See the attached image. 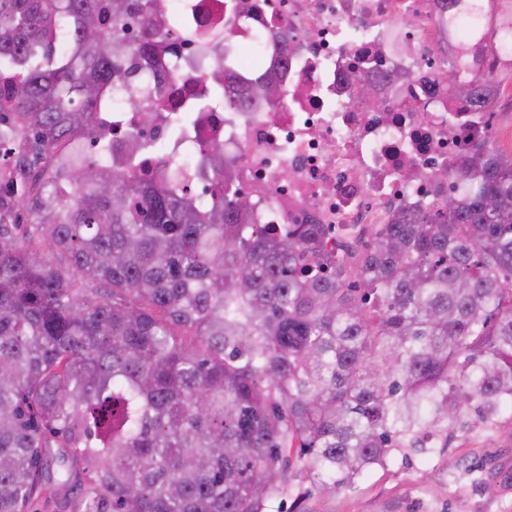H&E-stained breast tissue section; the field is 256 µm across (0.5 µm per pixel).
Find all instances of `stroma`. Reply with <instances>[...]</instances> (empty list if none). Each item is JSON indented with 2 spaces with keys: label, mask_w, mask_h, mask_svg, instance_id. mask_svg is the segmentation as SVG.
I'll use <instances>...</instances> for the list:
<instances>
[{
  "label": "stroma",
  "mask_w": 512,
  "mask_h": 512,
  "mask_svg": "<svg viewBox=\"0 0 512 512\" xmlns=\"http://www.w3.org/2000/svg\"><path fill=\"white\" fill-rule=\"evenodd\" d=\"M500 99L491 144L512 154V69L499 72ZM269 512H512V406L493 428L452 430L447 447L431 455L400 454L364 472L354 488L320 493L316 480L294 466L285 494Z\"/></svg>",
  "instance_id": "1"
}]
</instances>
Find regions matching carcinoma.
Segmentation results:
<instances>
[{"instance_id":"1","label":"carcinoma","mask_w":512,"mask_h":512,"mask_svg":"<svg viewBox=\"0 0 512 512\" xmlns=\"http://www.w3.org/2000/svg\"><path fill=\"white\" fill-rule=\"evenodd\" d=\"M150 11L0 0V75L19 73L22 121L0 138L65 147L69 185L29 180L20 156L15 200L0 196V512H31L49 488L69 512H266L293 459L334 493L397 453H433L467 409L492 425L512 404V159L474 149L448 196L372 225L363 253L336 240L334 259L322 224L247 223L257 202L220 140L207 201L187 196L175 157L145 173L137 134L122 167L84 161L79 137L111 147L94 107L107 83L134 108L159 89L126 65L164 43ZM62 29L76 43L64 62ZM440 74L478 102L498 87L491 71ZM210 80L232 112L283 95L227 65Z\"/></svg>"}]
</instances>
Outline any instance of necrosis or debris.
<instances>
[{
    "instance_id": "1",
    "label": "necrosis or debris",
    "mask_w": 512,
    "mask_h": 512,
    "mask_svg": "<svg viewBox=\"0 0 512 512\" xmlns=\"http://www.w3.org/2000/svg\"><path fill=\"white\" fill-rule=\"evenodd\" d=\"M249 2V15L231 21L224 0H153V22H173L174 35L146 72L163 87L143 100L154 113L150 167L173 152L198 170L203 144L222 140L238 187L259 200L249 223L322 224L348 239L447 194L437 171L486 140L492 116L438 72L464 43L483 47L494 69L512 63L500 46L499 0L476 23L458 0ZM230 43L255 57L238 66L240 83L276 78L280 104L210 105L209 70ZM379 73L372 97L360 99ZM99 119L119 137L142 115L107 88Z\"/></svg>"
}]
</instances>
